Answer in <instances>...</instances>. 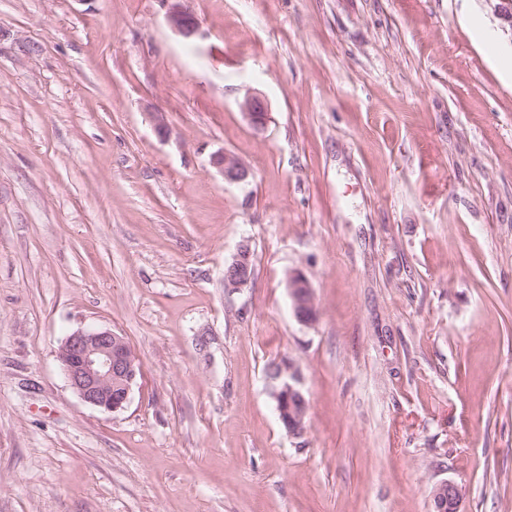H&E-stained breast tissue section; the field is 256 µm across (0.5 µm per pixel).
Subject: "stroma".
Masks as SVG:
<instances>
[{"mask_svg": "<svg viewBox=\"0 0 512 512\" xmlns=\"http://www.w3.org/2000/svg\"><path fill=\"white\" fill-rule=\"evenodd\" d=\"M510 52L486 0H0V512H512ZM88 326L122 411L60 370ZM167 21L175 32L187 38L196 35L199 29L194 14L187 9H177L170 12ZM241 109L249 123L254 127H262L268 119V102L258 93L248 94L241 104ZM211 163L228 183L243 182L248 178V170L238 158L228 152H219L212 156ZM251 248L248 243L240 245L234 260L224 270V287L233 292L246 286L252 279ZM287 284L296 319L304 325H312L317 319V308L309 279L302 271H295L289 274ZM57 359L68 386L85 404L112 413L128 403L139 364L122 336L102 327L78 329L64 340ZM268 379L281 424L290 435L301 436L306 426L308 403L301 388L299 370L290 360H283ZM461 499V491L452 482H443L433 490V512H458Z\"/></svg>", "mask_w": 512, "mask_h": 512, "instance_id": "1", "label": "stroma"}]
</instances>
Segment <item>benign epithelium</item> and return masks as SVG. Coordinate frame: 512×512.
Listing matches in <instances>:
<instances>
[{
    "label": "benign epithelium",
    "mask_w": 512,
    "mask_h": 512,
    "mask_svg": "<svg viewBox=\"0 0 512 512\" xmlns=\"http://www.w3.org/2000/svg\"><path fill=\"white\" fill-rule=\"evenodd\" d=\"M167 21L175 32L187 38L196 35L199 29L194 14L187 9L170 12ZM241 109L252 126L266 124L268 102L264 96L258 93L247 95ZM211 163L228 183H239L248 178V170L231 153H216ZM253 274L251 248L243 243L224 270V288L236 291L246 286ZM288 295L296 319L304 325L313 324L317 319V308L310 281L303 272L289 274ZM57 359L68 386L85 404L112 413L128 403L139 364L130 345L112 330L89 327L72 332L60 346ZM268 379L281 424L289 434L302 435L308 403L301 388L299 370L291 361L283 360ZM460 499L458 486L443 482L433 490V512H459Z\"/></svg>",
    "instance_id": "1"
}]
</instances>
